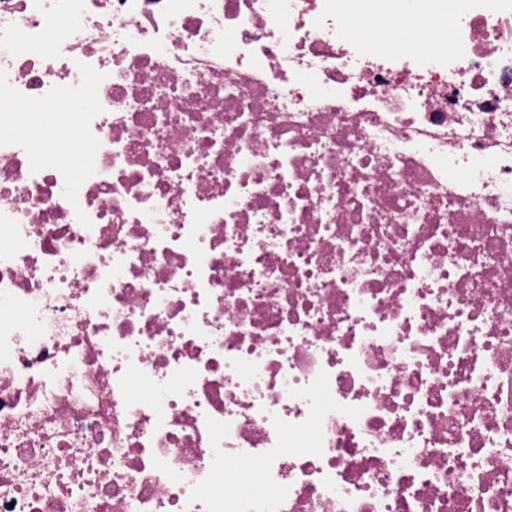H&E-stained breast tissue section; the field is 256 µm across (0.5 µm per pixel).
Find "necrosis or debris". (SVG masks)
<instances>
[{"label": "necrosis or debris", "instance_id": "1", "mask_svg": "<svg viewBox=\"0 0 512 512\" xmlns=\"http://www.w3.org/2000/svg\"><path fill=\"white\" fill-rule=\"evenodd\" d=\"M375 3L0 0V512H512V0ZM442 20L437 16H430L429 18L418 21L416 19H409L403 28L401 35L412 39L419 48H426L432 41V31L436 27L441 26ZM415 27L418 29V37L420 40H415L409 34L410 28Z\"/></svg>", "mask_w": 512, "mask_h": 512}]
</instances>
